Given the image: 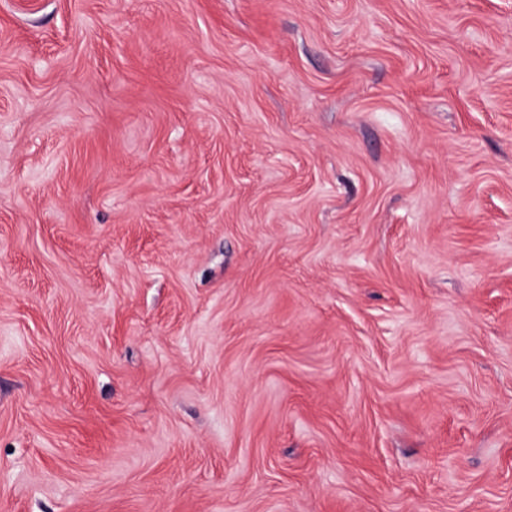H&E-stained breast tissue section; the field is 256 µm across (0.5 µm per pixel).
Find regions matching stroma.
<instances>
[{"label":"stroma","instance_id":"35a3bbf8","mask_svg":"<svg viewBox=\"0 0 512 512\" xmlns=\"http://www.w3.org/2000/svg\"><path fill=\"white\" fill-rule=\"evenodd\" d=\"M0 512H512V0H0Z\"/></svg>","mask_w":512,"mask_h":512}]
</instances>
